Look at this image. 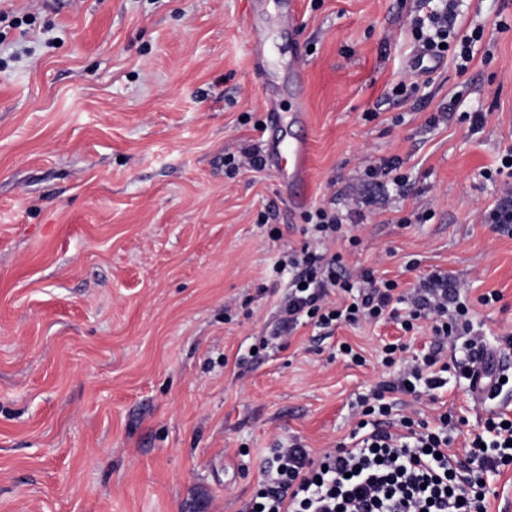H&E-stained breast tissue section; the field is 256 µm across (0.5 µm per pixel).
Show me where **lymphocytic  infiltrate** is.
Here are the masks:
<instances>
[{
	"label": "lymphocytic infiltrate",
	"mask_w": 512,
	"mask_h": 512,
	"mask_svg": "<svg viewBox=\"0 0 512 512\" xmlns=\"http://www.w3.org/2000/svg\"><path fill=\"white\" fill-rule=\"evenodd\" d=\"M421 13L410 19L411 36L435 57H452L458 72H466L483 37V27H457L458 0H422ZM486 179L501 180L503 199L484 212L485 223L512 236V150L500 157ZM310 244L278 260L275 272L290 274L280 329L293 332L303 322L329 329L340 323L356 325L384 319L413 331L428 322L434 342L421 363L405 368L397 378L382 382L372 398L362 399V434L353 447L337 445L318 457L294 443L275 449L262 466V478L250 506L255 512H489L485 475H499L512 466V418L489 417L465 454L451 450L446 432L450 415H441V429L408 417H396L393 394H413L443 388L435 370L448 339L464 336L472 352L460 366L470 378L474 357L484 346L472 336L467 306L450 275L434 271L420 278L412 291H400L397 281L377 277L375 269L346 273L339 254L322 244L346 239L358 245L354 225L344 223L335 204L323 203L303 215ZM344 297L342 304L332 294Z\"/></svg>",
	"instance_id": "lymphocytic-infiltrate-1"
}]
</instances>
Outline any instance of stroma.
Returning a JSON list of instances; mask_svg holds the SVG:
<instances>
[{"instance_id":"1","label":"stroma","mask_w":512,"mask_h":512,"mask_svg":"<svg viewBox=\"0 0 512 512\" xmlns=\"http://www.w3.org/2000/svg\"><path fill=\"white\" fill-rule=\"evenodd\" d=\"M296 3L287 34L258 0H0V512H245L271 449L353 445L359 399L397 372L384 344L427 354L428 329L392 322L261 345L303 215L272 165L232 171L224 155L263 147L268 91L293 112L291 54L306 60L311 205L362 191L368 159L409 177L373 189L360 244L333 252L403 289L448 272L487 345L512 333V239L482 222L499 197L482 173L512 149V0H463L479 55L463 74L437 64L417 109L386 99L413 64L416 0ZM449 105L488 122L429 127ZM446 378L398 414L459 417L458 452L512 415V383L483 403Z\"/></svg>"}]
</instances>
